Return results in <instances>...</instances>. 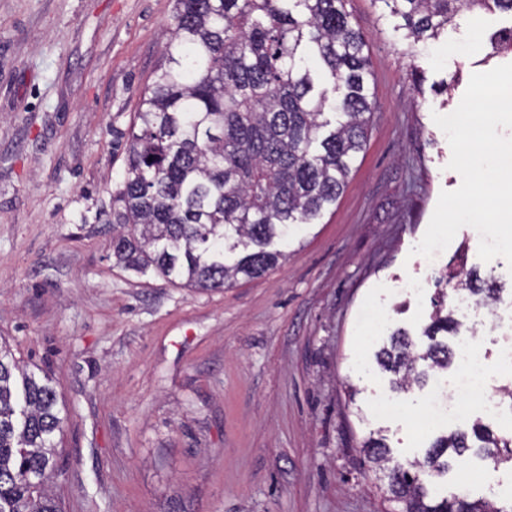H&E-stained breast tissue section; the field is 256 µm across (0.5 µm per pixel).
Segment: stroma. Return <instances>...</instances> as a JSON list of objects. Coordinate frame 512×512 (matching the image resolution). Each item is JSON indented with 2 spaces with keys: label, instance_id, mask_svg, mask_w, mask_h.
<instances>
[{
  "label": "stroma",
  "instance_id": "1",
  "mask_svg": "<svg viewBox=\"0 0 512 512\" xmlns=\"http://www.w3.org/2000/svg\"><path fill=\"white\" fill-rule=\"evenodd\" d=\"M375 82L368 139L335 205L277 242L264 276L202 292L112 260L115 145L162 56L172 0H0V336L56 379L68 409L53 489L65 512H400L361 446L423 457L412 418L428 388L392 392L374 352L449 309L452 270L512 295V267L485 262L460 229L431 269L414 254L441 191L461 175L434 114L488 71L487 37L507 13L466 14L417 58L373 0H347ZM428 280L399 292L400 279ZM389 311L378 332L368 310ZM478 339L512 433V368L490 324ZM399 409L374 413L379 395ZM470 498L512 512V465L475 455Z\"/></svg>",
  "mask_w": 512,
  "mask_h": 512
}]
</instances>
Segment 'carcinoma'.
<instances>
[{
    "label": "carcinoma",
    "instance_id": "cac0c4a2",
    "mask_svg": "<svg viewBox=\"0 0 512 512\" xmlns=\"http://www.w3.org/2000/svg\"><path fill=\"white\" fill-rule=\"evenodd\" d=\"M406 29L405 55L476 11L512 14V0H374ZM346 0H173L163 60L143 92L112 192V257L153 268L183 287L224 289L259 278L282 253L271 250L311 224L343 192L362 152L374 81L365 41ZM460 323L437 309L412 351L398 330L380 349L395 389L424 385L454 357L441 331ZM67 407L58 382L20 367L0 341V512H62L50 490L55 438ZM436 438L423 459L394 461L372 438L362 450L389 472L388 492L410 512H505L465 494L433 495L429 480L473 452L512 463V436L475 422Z\"/></svg>",
    "mask_w": 512,
    "mask_h": 512
}]
</instances>
